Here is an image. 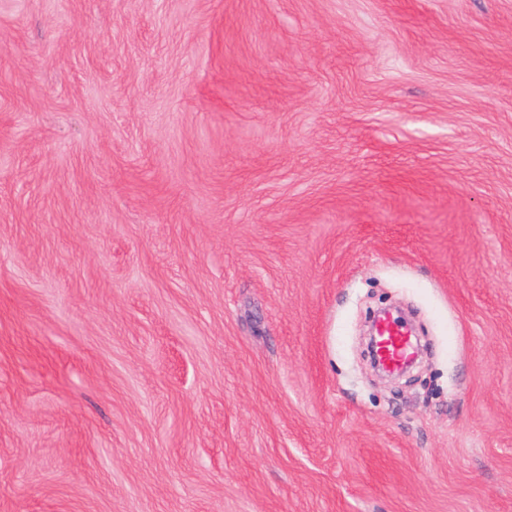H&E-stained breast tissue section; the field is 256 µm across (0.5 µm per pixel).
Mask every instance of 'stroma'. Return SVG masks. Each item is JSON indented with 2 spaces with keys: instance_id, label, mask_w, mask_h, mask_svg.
Masks as SVG:
<instances>
[{
  "instance_id": "35a3bbf8",
  "label": "stroma",
  "mask_w": 512,
  "mask_h": 512,
  "mask_svg": "<svg viewBox=\"0 0 512 512\" xmlns=\"http://www.w3.org/2000/svg\"><path fill=\"white\" fill-rule=\"evenodd\" d=\"M0 512H512V0H0ZM381 340L384 361L392 368L402 364L411 352L407 336L391 323L384 326Z\"/></svg>"
}]
</instances>
